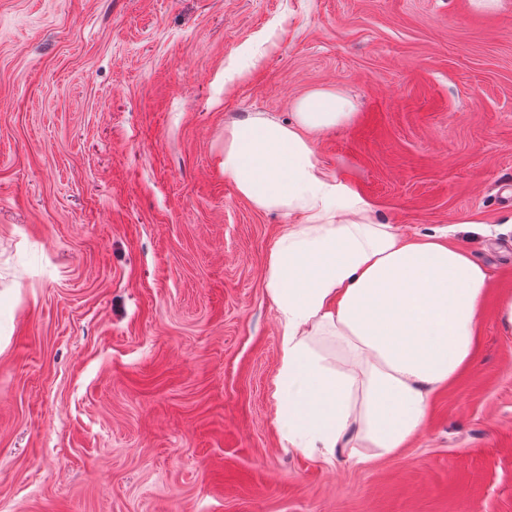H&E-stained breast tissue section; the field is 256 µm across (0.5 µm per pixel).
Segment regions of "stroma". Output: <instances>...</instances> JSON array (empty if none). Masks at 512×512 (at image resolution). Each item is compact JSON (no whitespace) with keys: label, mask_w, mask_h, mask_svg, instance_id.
<instances>
[{"label":"stroma","mask_w":512,"mask_h":512,"mask_svg":"<svg viewBox=\"0 0 512 512\" xmlns=\"http://www.w3.org/2000/svg\"><path fill=\"white\" fill-rule=\"evenodd\" d=\"M328 87L319 164L490 274L419 436L329 462L275 423L286 219L222 166ZM509 294L512 0H0V512H512Z\"/></svg>","instance_id":"1"}]
</instances>
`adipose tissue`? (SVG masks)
I'll list each match as a JSON object with an SVG mask.
<instances>
[{
    "label": "adipose tissue",
    "instance_id": "adipose-tissue-1",
    "mask_svg": "<svg viewBox=\"0 0 512 512\" xmlns=\"http://www.w3.org/2000/svg\"><path fill=\"white\" fill-rule=\"evenodd\" d=\"M293 108L286 124L258 112L224 129L225 177L254 209L288 219L267 265L282 329L276 423L289 447L327 459L390 456L471 362L489 272L443 236L398 235L319 165L314 134L355 116L342 91L313 90ZM317 336L334 338L345 367Z\"/></svg>",
    "mask_w": 512,
    "mask_h": 512
}]
</instances>
